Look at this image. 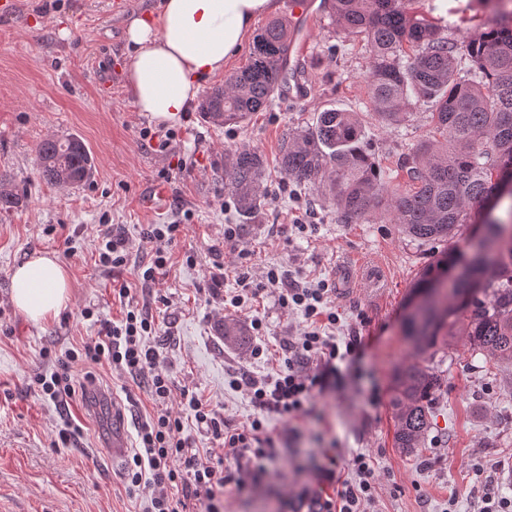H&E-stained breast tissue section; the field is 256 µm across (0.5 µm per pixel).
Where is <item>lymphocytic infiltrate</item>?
I'll list each match as a JSON object with an SVG mask.
<instances>
[{
    "label": "lymphocytic infiltrate",
    "mask_w": 512,
    "mask_h": 512,
    "mask_svg": "<svg viewBox=\"0 0 512 512\" xmlns=\"http://www.w3.org/2000/svg\"><path fill=\"white\" fill-rule=\"evenodd\" d=\"M181 232L177 224L148 225L143 239L154 257L135 274L155 282L166 264L165 245ZM242 249L232 268L239 294L230 304L245 308L265 291L277 292L280 304L299 313L304 324L286 344L288 356L274 379H261L241 370L231 383L246 389L256 414L246 425H235L189 389L175 390L160 365L156 338L160 332L152 315L140 308L128 285L118 296L126 302L119 323L104 322L94 338L78 348L54 354L49 367L33 379V391L44 401L68 407L76 395H88L96 383L93 366L108 367L117 382L145 384L152 409L137 422L138 444L127 463L126 491L138 512H224L228 496L238 495L262 478L278 457L281 433L267 426L268 415L295 421L316 395L329 389L336 363L354 356L359 337L338 344L332 331L340 317L331 304L336 284L321 279L306 286L285 284L278 269L254 278ZM206 427L221 448L220 455L194 448L183 433L184 418ZM324 465L316 475V489H305L287 501L289 512H375L378 477L365 455L341 459L335 448L324 449ZM345 465L351 478L337 480L336 468Z\"/></svg>",
    "instance_id": "obj_1"
}]
</instances>
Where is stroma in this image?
<instances>
[{
    "instance_id": "35a3bbf8",
    "label": "stroma",
    "mask_w": 512,
    "mask_h": 512,
    "mask_svg": "<svg viewBox=\"0 0 512 512\" xmlns=\"http://www.w3.org/2000/svg\"><path fill=\"white\" fill-rule=\"evenodd\" d=\"M19 13L0 14V181L15 187L17 207L0 211V512H134L126 488V460L112 461L101 444L109 414L73 400V420L83 425L73 443L55 447L64 423L53 403L30 388L44 370L43 351L61 352L96 336L98 320L118 321L125 310L113 290L128 283L165 333L161 363L175 385L189 388L227 419L247 424L254 410L229 381L239 369L266 377L287 356L284 343L302 318L283 308L277 294L252 301L246 312L224 305L237 294L234 279L213 285L214 265H230L240 249L252 252L254 276L286 271L300 284L335 276L342 264L357 267L351 292L333 298L340 315L337 342L361 338L355 358L338 362L334 388L316 399L313 415L282 431L279 464L226 512H287V494L314 486L320 441H336L343 455L363 454L379 476L377 512H479L478 488L494 477L512 499V376L496 368L461 337L448 340L443 391L426 448L406 456L394 445L390 388L402 364H430L405 334L406 304L419 271L437 256L430 246L402 236L387 212L368 223H340L333 204L306 186H283L276 166L289 131L311 125L335 107L354 113L362 144L384 181L401 182L399 157L433 131L428 107L412 102L408 121L381 123L369 110L370 49L363 38L345 37L319 15L303 64L306 100L284 99L239 126L208 122L198 104L174 124L167 150L143 139L159 125L137 110L126 87L129 51L125 22L134 13L159 10L161 0H19ZM442 18L452 42L465 44L490 26L492 13L479 0H422ZM111 69L112 95L102 97L98 69ZM80 137L94 161L92 178L55 186L39 173L36 145L49 137ZM247 145L267 160L270 192L248 218L224 191V154ZM183 224L167 250L158 282L139 281L133 268L112 271L98 261V230L123 228L138 262H150L141 235L149 224ZM236 230L224 239L225 227ZM53 252L70 278V301L59 314L31 322L10 297L15 266L34 254ZM92 309L94 320L82 310ZM261 319L266 356L225 344L218 324L249 325Z\"/></svg>"
}]
</instances>
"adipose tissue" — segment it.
<instances>
[{
    "label": "adipose tissue",
    "mask_w": 512,
    "mask_h": 512,
    "mask_svg": "<svg viewBox=\"0 0 512 512\" xmlns=\"http://www.w3.org/2000/svg\"><path fill=\"white\" fill-rule=\"evenodd\" d=\"M272 0H164L158 11L128 17L127 87L138 111L159 123L187 112L202 84L223 73L255 21L272 11ZM70 299L67 269L52 253L17 266L11 300L29 320L58 314Z\"/></svg>",
    "instance_id": "ef3b65f1"
}]
</instances>
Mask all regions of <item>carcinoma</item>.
Segmentation results:
<instances>
[{
  "label": "carcinoma",
  "instance_id": "1",
  "mask_svg": "<svg viewBox=\"0 0 512 512\" xmlns=\"http://www.w3.org/2000/svg\"><path fill=\"white\" fill-rule=\"evenodd\" d=\"M414 0H323L332 23L348 37L366 39L372 55L367 79L370 108L388 126L410 113V99L431 106L433 134L399 162L405 182L376 178L374 162L360 144L355 116L336 108L317 113L314 124L294 131L277 160L281 175L295 185L324 188L344 224L367 223L389 212L401 234L421 245L448 242L486 204L499 200L497 173L512 163V11L501 0H480L495 15L482 36L463 50L448 41L447 27L419 14ZM292 22L277 18L256 34L247 64L213 87L200 112L217 126H237L271 107L288 90ZM39 173L52 185L82 181L93 160L78 138L51 137L37 149ZM266 161L239 147L224 154V188L240 214L249 216L267 194ZM469 252L445 250L463 272L442 292L444 314L432 312L407 323L414 348L448 347L463 336L475 351L512 368V205L507 218L484 221ZM224 340L243 345L236 323L220 328ZM442 377L433 367L411 362L394 376L390 406L395 447L413 454L425 447Z\"/></svg>",
  "mask_w": 512,
  "mask_h": 512
}]
</instances>
